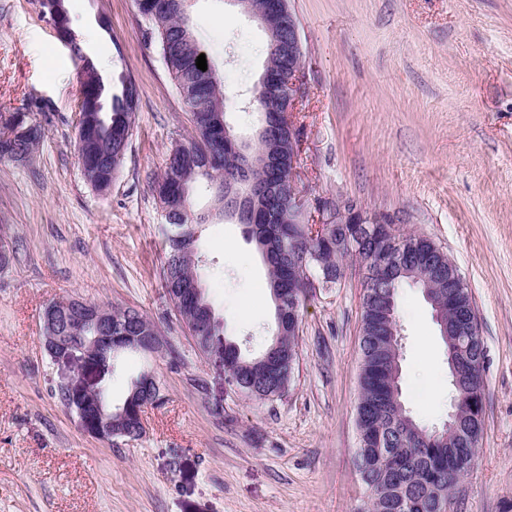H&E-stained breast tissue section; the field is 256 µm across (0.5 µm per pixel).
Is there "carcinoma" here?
I'll list each match as a JSON object with an SVG mask.
<instances>
[{
	"mask_svg": "<svg viewBox=\"0 0 512 512\" xmlns=\"http://www.w3.org/2000/svg\"><path fill=\"white\" fill-rule=\"evenodd\" d=\"M150 40L159 49L163 63L191 114L190 137L175 143L166 156L164 169L155 181L157 198L166 213L170 235L165 242L162 277L165 289L181 303L180 320L201 339L200 350L224 362L227 380L244 397L256 402H274L288 395L299 361L300 306L307 288L317 281L323 288L336 286L345 272L344 262L359 266H385L384 279L368 286L363 299L360 338L359 395L356 405L358 447L355 465L366 486L360 512H446L443 503L453 498L460 482L473 468L476 443L484 415L483 341L461 336L455 319L465 316L472 295L465 286L456 289L448 303V253L432 241L406 234L383 243L359 241L366 233L354 224H327L313 238L305 224L298 223L289 206L291 171L295 155L293 133L288 124L275 126L263 141L249 144L237 138L224 118V82L212 67L196 66L204 47L196 38L190 15L172 16L157 7V0H136ZM82 95L99 96L101 76L94 64L81 69ZM138 87L128 79L121 94L112 97L111 110H83L77 129L76 149L86 181L96 190L109 188L124 156L118 137H132ZM13 138L0 140V158L29 157L45 136L42 125L16 113ZM232 177L255 187L262 209H240L230 214L243 226L266 266L270 294L282 297L274 306V321L256 352H244L224 334V321L202 283L199 239L206 215L195 212L191 198L194 183L204 181L213 190L215 210L224 215V179ZM434 288L449 310V324L456 335L454 362L462 379L448 376L453 400L461 415V434L447 437L443 426L426 424L406 409L394 412L402 400L401 352L392 344L398 331V298L406 287ZM142 351L128 344L109 356L111 378L123 372L124 360ZM140 376L127 381L124 396L112 397L106 383L99 398L77 390L59 394L69 411L84 409L97 419H119L135 410L132 394Z\"/></svg>",
	"mask_w": 512,
	"mask_h": 512,
	"instance_id": "carcinoma-1",
	"label": "carcinoma"
}]
</instances>
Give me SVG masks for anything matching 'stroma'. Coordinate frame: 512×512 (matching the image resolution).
Returning <instances> with one entry per match:
<instances>
[{"instance_id": "stroma-1", "label": "stroma", "mask_w": 512, "mask_h": 512, "mask_svg": "<svg viewBox=\"0 0 512 512\" xmlns=\"http://www.w3.org/2000/svg\"><path fill=\"white\" fill-rule=\"evenodd\" d=\"M83 55L107 94L139 89L133 135L110 189L84 179L75 142L79 58L37 0H0V115L28 113L45 138L25 161L0 158V512H357L363 283L348 268L303 302L300 363L286 397L258 403L201 356L162 277L165 220L153 192L189 114L135 0H65ZM303 86L291 114L295 184L314 221L325 200L393 218L448 251L474 301L485 346L484 430L457 512H512V0H289ZM198 40L224 81L237 135L264 68L261 26L231 0H192ZM82 55V56H83ZM208 214L201 249L224 268L201 277L228 335L254 349L274 306L265 265L239 224ZM74 297L134 307L159 330L161 405L138 440L86 435L58 386L70 373L42 345V313ZM401 386L421 420L445 421L448 367L420 289L398 301Z\"/></svg>"}]
</instances>
